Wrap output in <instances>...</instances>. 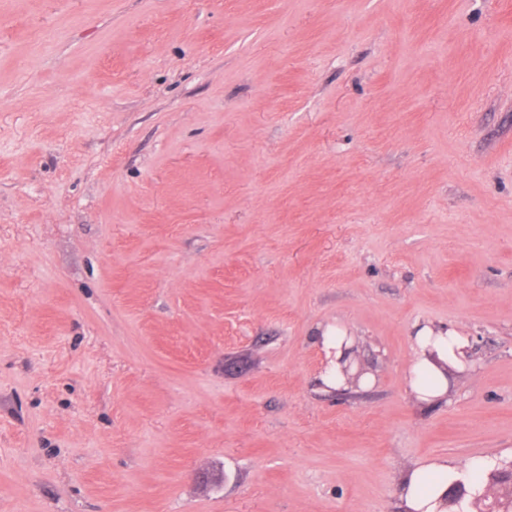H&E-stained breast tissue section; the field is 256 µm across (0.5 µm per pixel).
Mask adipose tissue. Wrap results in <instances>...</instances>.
I'll list each match as a JSON object with an SVG mask.
<instances>
[{"label":"adipose tissue","mask_w":512,"mask_h":512,"mask_svg":"<svg viewBox=\"0 0 512 512\" xmlns=\"http://www.w3.org/2000/svg\"><path fill=\"white\" fill-rule=\"evenodd\" d=\"M415 356L408 369L409 390L417 401L432 403L446 398L450 379L445 367L464 369L470 344L454 329L420 328L415 337ZM467 476L474 486H482L484 467L473 464L468 473L444 462L415 465L401 480V498L406 512H446L445 502L451 482Z\"/></svg>","instance_id":"adipose-tissue-1"}]
</instances>
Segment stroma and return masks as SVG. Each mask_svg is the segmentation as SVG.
Returning <instances> with one entry per match:
<instances>
[{"mask_svg":"<svg viewBox=\"0 0 512 512\" xmlns=\"http://www.w3.org/2000/svg\"><path fill=\"white\" fill-rule=\"evenodd\" d=\"M439 458L512 465V0H0V512H403ZM323 344L328 350L329 355H333L335 362L332 361V366L328 369L327 373L323 378V382L326 386H335L336 391L341 390L344 385V378L339 373L340 359L343 356V338L346 336V332L336 326V329H328L323 334ZM414 343L415 356L408 369L410 392L417 401L425 403L446 398L450 379L444 368L447 365L457 371L464 369L469 340L456 329L434 330L424 326L416 332Z\"/></svg>","mask_w":512,"mask_h":512,"instance_id":"1","label":"stroma"}]
</instances>
